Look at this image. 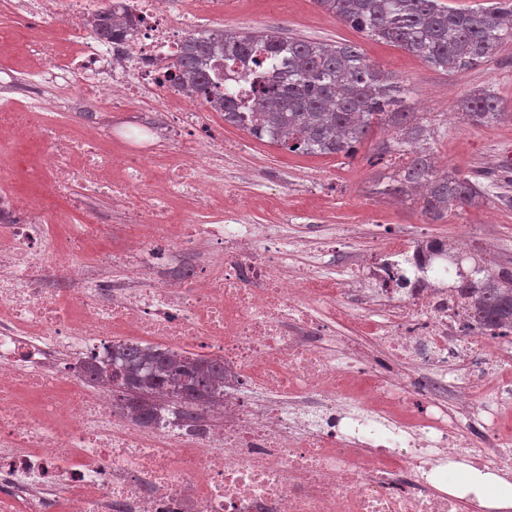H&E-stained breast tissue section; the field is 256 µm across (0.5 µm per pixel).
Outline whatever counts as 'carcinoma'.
I'll list each match as a JSON object with an SVG mask.
<instances>
[{
  "label": "carcinoma",
  "instance_id": "carcinoma-1",
  "mask_svg": "<svg viewBox=\"0 0 512 512\" xmlns=\"http://www.w3.org/2000/svg\"><path fill=\"white\" fill-rule=\"evenodd\" d=\"M321 9L352 29L420 57L446 74L493 61L512 42V0L477 8L450 7L444 0H317ZM246 67L250 101L224 94V122L301 154L349 157L382 126L407 162L381 190L396 199L418 200L435 222L464 206L489 199L493 184L440 170L423 147L430 121L423 112L395 108L401 89L354 44L283 37L270 30L224 29L210 37L190 34L168 78L207 93V64L216 55ZM459 110L472 126L512 116V105L486 89L472 91ZM461 293L484 325L512 330V267L486 273L481 285ZM107 381L127 400L141 425L153 422L172 399L187 423L213 402L224 382V362L168 348L123 343L112 354Z\"/></svg>",
  "mask_w": 512,
  "mask_h": 512
}]
</instances>
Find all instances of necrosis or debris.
<instances>
[{
	"mask_svg": "<svg viewBox=\"0 0 512 512\" xmlns=\"http://www.w3.org/2000/svg\"><path fill=\"white\" fill-rule=\"evenodd\" d=\"M110 7L132 22L95 39L94 0H17L26 64L0 66V512H493L448 468L499 473L512 446V394L470 379L460 349L478 336L512 357L455 290L467 237L438 253L396 230L344 277L315 270L309 237L245 223L222 123L163 79L194 0ZM50 14L62 25L45 29ZM56 79L68 97L38 92ZM146 97L152 119L113 122ZM21 172L70 219L15 190ZM177 250L197 263L148 275L143 258ZM141 338L223 361L224 395L196 426L173 404L137 425L86 377Z\"/></svg>",
	"mask_w": 512,
	"mask_h": 512,
	"instance_id": "necrosis-or-debris-1",
	"label": "necrosis or debris"
}]
</instances>
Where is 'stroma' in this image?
<instances>
[{
  "label": "stroma",
  "mask_w": 512,
  "mask_h": 512,
  "mask_svg": "<svg viewBox=\"0 0 512 512\" xmlns=\"http://www.w3.org/2000/svg\"><path fill=\"white\" fill-rule=\"evenodd\" d=\"M204 29L275 30L288 37L356 44L368 60L402 82L406 106L428 113V146L441 168L467 176L499 178L512 193V119L481 128L471 127L455 106L470 90L487 88L512 101V42L487 64L458 75L432 69L414 54L371 39L322 11L315 0H222L203 19ZM245 131L224 127L225 167L243 166L253 174L241 188L245 199L276 190L288 213L289 234L318 229L321 223L351 224L357 248L374 250L396 226L425 230L447 240L456 234L484 230L473 245L487 268L512 265V200L491 199L474 207L452 211L435 223L418 204H399L377 194L379 181L389 180L405 158L391 153L377 165L370 159L380 144L391 142L382 128L373 132L354 156L302 155L266 141L250 140L248 152H234Z\"/></svg>",
  "instance_id": "obj_1"
}]
</instances>
